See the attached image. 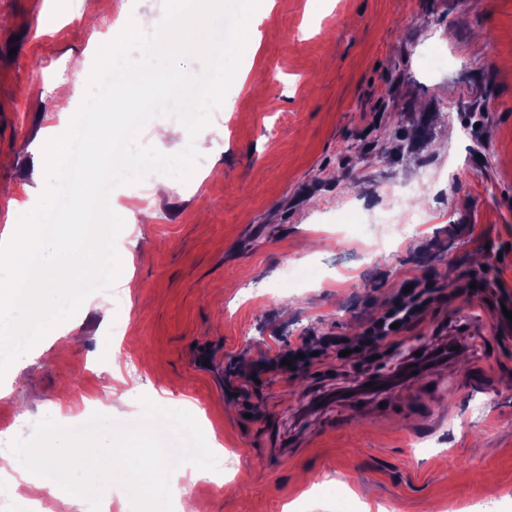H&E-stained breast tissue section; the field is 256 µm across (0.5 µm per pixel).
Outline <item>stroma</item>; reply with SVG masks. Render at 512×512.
Returning a JSON list of instances; mask_svg holds the SVG:
<instances>
[{"mask_svg":"<svg viewBox=\"0 0 512 512\" xmlns=\"http://www.w3.org/2000/svg\"><path fill=\"white\" fill-rule=\"evenodd\" d=\"M130 8L0 0L14 199L37 194L34 154ZM251 25L239 69L265 96L232 84L193 180L118 236L126 270L68 346L46 337L0 378V456L48 416L135 423L146 397L234 465L220 483L175 467L172 502L199 512H512V0H275ZM413 183L429 223L365 264L369 210ZM408 286L433 298L402 341L274 368L299 337L363 333Z\"/></svg>","mask_w":512,"mask_h":512,"instance_id":"stroma-1","label":"stroma"}]
</instances>
